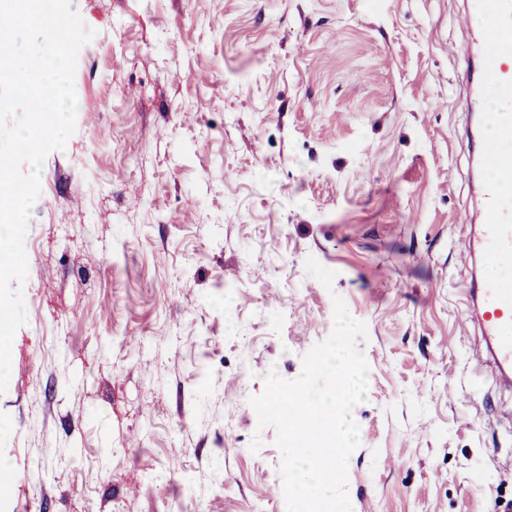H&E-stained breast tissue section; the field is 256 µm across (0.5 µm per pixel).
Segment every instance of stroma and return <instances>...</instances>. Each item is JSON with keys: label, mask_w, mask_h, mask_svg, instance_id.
<instances>
[{"label": "stroma", "mask_w": 512, "mask_h": 512, "mask_svg": "<svg viewBox=\"0 0 512 512\" xmlns=\"http://www.w3.org/2000/svg\"><path fill=\"white\" fill-rule=\"evenodd\" d=\"M72 7L96 35L28 221L0 512H287L249 400L300 374L336 294L368 328L353 512L512 500V383L464 292L470 0Z\"/></svg>", "instance_id": "1"}]
</instances>
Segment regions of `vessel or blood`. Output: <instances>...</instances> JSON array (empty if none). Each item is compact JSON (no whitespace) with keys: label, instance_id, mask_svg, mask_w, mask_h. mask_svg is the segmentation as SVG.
<instances>
[{"label":"vessel or blood","instance_id":"vessel-or-blood-1","mask_svg":"<svg viewBox=\"0 0 512 512\" xmlns=\"http://www.w3.org/2000/svg\"><path fill=\"white\" fill-rule=\"evenodd\" d=\"M478 18L477 41L487 63L483 77L499 84L512 98V71L502 63L512 57V0H472ZM482 164L487 173L480 187L483 215L480 244L492 270L473 297L481 335L494 363L512 373V113L484 115Z\"/></svg>","mask_w":512,"mask_h":512}]
</instances>
